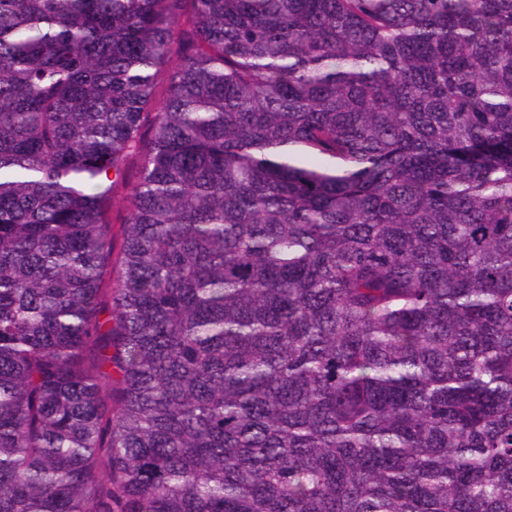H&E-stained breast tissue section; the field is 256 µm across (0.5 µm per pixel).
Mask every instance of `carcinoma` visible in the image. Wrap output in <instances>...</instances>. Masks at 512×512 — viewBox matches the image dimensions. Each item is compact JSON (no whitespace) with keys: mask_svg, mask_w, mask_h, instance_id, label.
Wrapping results in <instances>:
<instances>
[{"mask_svg":"<svg viewBox=\"0 0 512 512\" xmlns=\"http://www.w3.org/2000/svg\"><path fill=\"white\" fill-rule=\"evenodd\" d=\"M0 512H512V0H0Z\"/></svg>","mask_w":512,"mask_h":512,"instance_id":"carcinoma-1","label":"carcinoma"}]
</instances>
